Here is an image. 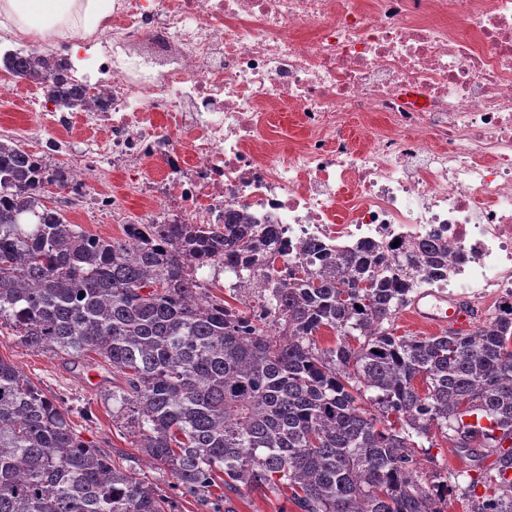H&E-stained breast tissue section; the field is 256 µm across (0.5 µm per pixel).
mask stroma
<instances>
[{"label": "stroma", "mask_w": 512, "mask_h": 512, "mask_svg": "<svg viewBox=\"0 0 512 512\" xmlns=\"http://www.w3.org/2000/svg\"><path fill=\"white\" fill-rule=\"evenodd\" d=\"M90 135V130L74 116L46 133L25 138L24 143L29 150L44 154L49 164L64 165L69 161L68 156L47 151V140L56 137L82 142ZM95 164L101 174L100 181L76 197L66 217L91 234L108 240L123 238V225L113 223L111 210L101 207L98 198L122 192L124 179L113 172L111 161L99 157ZM0 359L18 367L48 397L65 399L74 410L72 419L80 438L118 466L135 470L157 494L169 501L172 512H209L197 498L174 494L173 478L167 468L150 462L138 448L133 421L113 415L112 402L104 385L87 387L84 371L70 369L64 359L53 354L31 349L6 328L0 330ZM85 406L91 410L86 418L79 413ZM414 455L415 477L424 485L429 484L434 473L453 475L469 469L473 463L471 457L459 453L441 437L435 438L433 447L415 449Z\"/></svg>", "instance_id": "35a3bbf8"}]
</instances>
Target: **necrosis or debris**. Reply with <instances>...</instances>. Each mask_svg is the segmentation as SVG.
I'll return each instance as SVG.
<instances>
[{
    "label": "necrosis or debris",
    "instance_id": "4bbe7bcc",
    "mask_svg": "<svg viewBox=\"0 0 512 512\" xmlns=\"http://www.w3.org/2000/svg\"><path fill=\"white\" fill-rule=\"evenodd\" d=\"M84 43L103 52L75 110L108 137L54 139L77 184L106 155L166 221L243 210L292 261L433 235L453 260L438 295L512 303V0H112Z\"/></svg>",
    "mask_w": 512,
    "mask_h": 512
}]
</instances>
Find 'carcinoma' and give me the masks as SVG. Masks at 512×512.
I'll list each match as a JSON object with an SVG mask.
<instances>
[{
	"label": "carcinoma",
	"instance_id": "cac0c4a2",
	"mask_svg": "<svg viewBox=\"0 0 512 512\" xmlns=\"http://www.w3.org/2000/svg\"><path fill=\"white\" fill-rule=\"evenodd\" d=\"M67 67L46 52L0 58L71 108L86 88L62 78ZM48 186L77 193L66 166L0 137V326L73 364H107L120 378L112 412L134 413L138 447L176 492L206 506L214 487L226 504L243 488H285L301 512H446L448 477L424 487L413 476L412 448L433 444L436 429L492 458L466 475L472 512H512V307L471 331L394 328L425 284L448 278L447 245L409 240L387 255L368 242L311 243L290 264L274 225L243 211L222 224H128L108 241L47 205ZM208 266L234 288L264 282L255 307L203 290ZM327 329L338 339L322 349L314 336ZM166 504L0 359V512Z\"/></svg>",
	"mask_w": 512,
	"mask_h": 512
}]
</instances>
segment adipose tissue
<instances>
[{"label":"adipose tissue","mask_w":512,"mask_h":512,"mask_svg":"<svg viewBox=\"0 0 512 512\" xmlns=\"http://www.w3.org/2000/svg\"><path fill=\"white\" fill-rule=\"evenodd\" d=\"M111 12L112 0H0V21L34 40L57 27L80 37Z\"/></svg>","instance_id":"adipose-tissue-1"}]
</instances>
